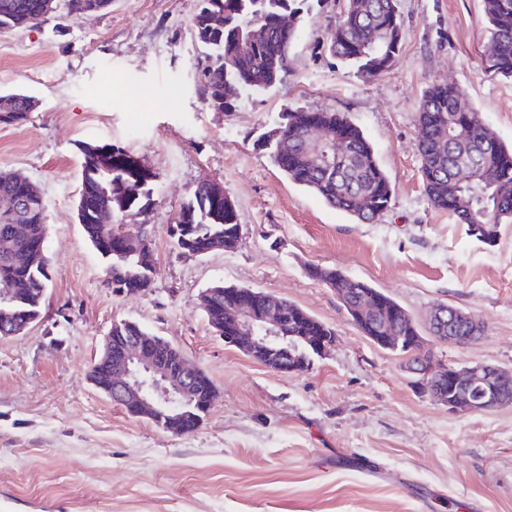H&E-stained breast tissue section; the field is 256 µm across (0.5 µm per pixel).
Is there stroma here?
<instances>
[{
	"label": "stroma",
	"instance_id": "stroma-1",
	"mask_svg": "<svg viewBox=\"0 0 512 512\" xmlns=\"http://www.w3.org/2000/svg\"><path fill=\"white\" fill-rule=\"evenodd\" d=\"M345 0H308L292 73L217 111L202 99L198 0H112L96 14L60 7L38 28L0 32V96L37 106L0 124V172L46 199L50 281L39 318L0 337V512H512V406L451 413L350 320L328 267L402 305L420 328L447 304L484 334L431 341L448 365L512 370V224L494 245L428 200L415 143L418 105L452 83L512 146V78L485 69L483 0H398L394 66L366 79L323 49ZM343 115L371 142L394 189L366 224L289 182L269 159L285 114ZM125 148L157 174L146 290L118 293L77 220L84 144ZM223 189L240 219L236 246L185 258L169 236L200 182ZM259 289L331 327L335 340L300 374L226 345L200 296ZM130 321L178 348L215 387L192 433L129 414L88 374L114 324ZM2 99H16L18 102L16 104V112H1L0 106V123L3 124H21L27 120L29 112H32L34 107L36 106V102L32 97L20 93L10 94L6 96H1ZM26 100L30 101V103H26ZM309 275L324 283L330 288H336L341 292L344 288H365L372 292V287L360 280L351 279L335 268L313 267L309 269Z\"/></svg>",
	"mask_w": 512,
	"mask_h": 512
}]
</instances>
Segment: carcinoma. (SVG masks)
Returning a JSON list of instances; mask_svg holds the SVG:
<instances>
[{"label":"carcinoma","mask_w":512,"mask_h":512,"mask_svg":"<svg viewBox=\"0 0 512 512\" xmlns=\"http://www.w3.org/2000/svg\"><path fill=\"white\" fill-rule=\"evenodd\" d=\"M193 19L196 40L207 50L203 59V101L227 107L243 90L257 92L287 80L289 51L297 28H281L282 14L299 16L307 0H198ZM34 0H0V32L37 26L27 15ZM489 34L485 57L491 73L512 78V0H483ZM402 20L397 0H346L341 20L331 30L329 51L363 77L388 71L401 48ZM16 111L1 112L0 123L21 124L36 106L33 98L10 94ZM284 132L274 139L271 160L288 180L309 189L329 205L360 222H373L391 206L393 188L374 149L361 129L335 112H290ZM100 145L81 149L78 197L98 199V207L78 215L83 233L104 263L108 284L118 292L136 293L149 287L151 271L142 255L111 256L121 221L136 218L149 205L155 178L148 179L125 164L128 153L112 146V162L101 160ZM417 151L423 184L431 204L453 215L476 240L491 245L500 226L512 224V148L486 127L480 113L452 84H435L422 96ZM46 201L32 182L21 210L14 217L0 214V296L20 292L26 303L12 308L9 318L27 324L40 316L47 283ZM14 224L23 225L18 238H9ZM239 214L235 206L197 187L170 227L175 246L188 258L202 257L219 241L231 248L238 241ZM309 275L330 288H369L334 268L313 267ZM397 309L398 333L421 329L408 311L389 295ZM292 315L291 336L315 320L304 309L283 302ZM147 333L135 322L112 325V358L131 336Z\"/></svg>","instance_id":"cac0c4a2"}]
</instances>
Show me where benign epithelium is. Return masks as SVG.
<instances>
[{
    "label": "benign epithelium",
    "instance_id": "7a95c632",
    "mask_svg": "<svg viewBox=\"0 0 512 512\" xmlns=\"http://www.w3.org/2000/svg\"><path fill=\"white\" fill-rule=\"evenodd\" d=\"M386 307L375 293L357 299L352 321L367 338L386 348L406 344L419 353V361L409 364L411 373L424 384L429 394L448 410L465 409L488 412L512 404V370L489 364L445 365L434 360L433 352L418 336H388ZM430 323L435 327L434 339L466 347L478 339L481 325L469 314L446 304L434 308ZM288 326V311L269 300L258 302L244 293L224 302V321L218 334L224 343L246 352L251 358L272 359L275 370L300 373L308 370V358L294 355L279 346ZM311 351L323 354L333 343V337L322 336L314 329L300 337ZM155 336H132L125 345L120 364L106 368L97 361L89 372L90 379L103 378L101 387L113 402L130 414L148 417L165 424L166 428H196L198 413L209 408L214 388L209 377L188 361L176 369L164 367L157 361ZM204 397L201 406L193 399Z\"/></svg>",
    "mask_w": 512,
    "mask_h": 512
}]
</instances>
